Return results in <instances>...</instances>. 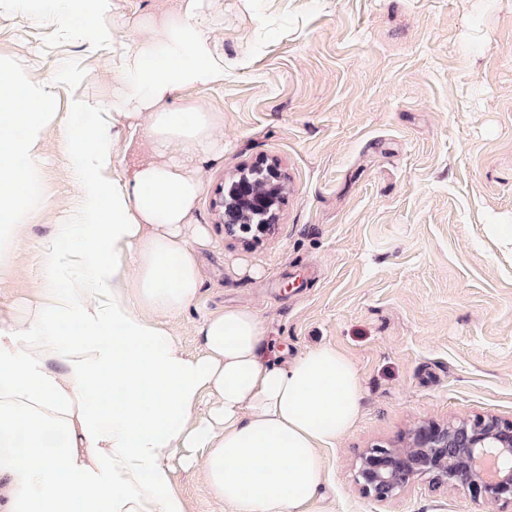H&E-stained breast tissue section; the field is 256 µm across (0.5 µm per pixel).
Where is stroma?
I'll list each match as a JSON object with an SVG mask.
<instances>
[{"label":"stroma","mask_w":512,"mask_h":512,"mask_svg":"<svg viewBox=\"0 0 512 512\" xmlns=\"http://www.w3.org/2000/svg\"><path fill=\"white\" fill-rule=\"evenodd\" d=\"M117 37L175 0H113ZM224 81L187 90L224 115V158L203 173L195 220L203 288L176 326L198 354L201 318L248 308L277 351L331 345L356 365L359 416L321 459L309 512H498L468 487L413 481L378 502L354 481L359 454L403 445L421 422H512V0H214ZM0 55L112 100V48L0 14ZM48 206L28 219L22 267L0 294L36 287L37 243L73 203L61 136L43 147ZM277 161L279 220L252 245L217 203L242 168Z\"/></svg>","instance_id":"35a3bbf8"}]
</instances>
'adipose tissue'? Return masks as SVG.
Returning a JSON list of instances; mask_svg holds the SVG:
<instances>
[{"mask_svg":"<svg viewBox=\"0 0 512 512\" xmlns=\"http://www.w3.org/2000/svg\"><path fill=\"white\" fill-rule=\"evenodd\" d=\"M112 0H0V13L112 44V102L73 96L0 57V288L40 192L42 144L65 141L76 192L37 249L41 280L21 314L0 313V512H188L172 459L200 473L223 512H307L324 481L320 450L359 415L353 362L330 346L281 360L256 313L174 323L203 278L193 214L201 173L224 154V116L173 104L224 81L213 0H180L161 34L116 41ZM166 154L117 179L119 129ZM211 396L198 416L202 396Z\"/></svg>","mask_w":512,"mask_h":512,"instance_id":"ef3b65f1","label":"adipose tissue"}]
</instances>
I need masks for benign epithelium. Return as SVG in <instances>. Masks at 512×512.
Listing matches in <instances>:
<instances>
[{"label":"benign epithelium","instance_id":"7a95c632","mask_svg":"<svg viewBox=\"0 0 512 512\" xmlns=\"http://www.w3.org/2000/svg\"><path fill=\"white\" fill-rule=\"evenodd\" d=\"M278 191L259 192L252 186L232 184L224 195V228L239 223V213L258 215L257 224L269 228L276 220ZM486 448L501 457H512V423L478 417L448 425L424 422L408 444L400 448L377 445L361 457L355 482L378 501L397 496L418 476H429L439 485L467 486L478 490L486 502L512 508V468L489 477L477 458Z\"/></svg>","mask_w":512,"mask_h":512}]
</instances>
